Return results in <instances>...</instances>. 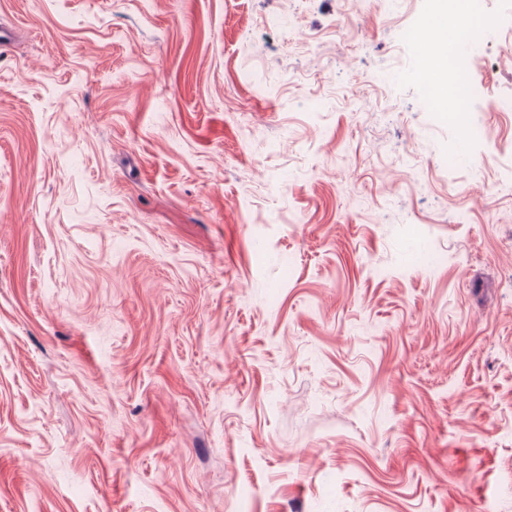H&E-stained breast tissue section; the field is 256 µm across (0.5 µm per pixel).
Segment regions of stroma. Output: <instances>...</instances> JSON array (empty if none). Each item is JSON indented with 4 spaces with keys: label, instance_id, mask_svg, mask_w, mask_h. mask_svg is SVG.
Segmentation results:
<instances>
[{
    "label": "stroma",
    "instance_id": "obj_1",
    "mask_svg": "<svg viewBox=\"0 0 512 512\" xmlns=\"http://www.w3.org/2000/svg\"><path fill=\"white\" fill-rule=\"evenodd\" d=\"M430 0H0V512H512V0L485 139ZM433 9L415 33V40L427 48L425 52V72L431 88H438L448 66V83L452 87V101L459 106V112L467 113L472 107L475 90L469 78L471 52L477 43L468 38L460 46L455 56L449 59V48L465 36L464 29L448 32L447 28L436 22V17L443 11L446 0H433ZM449 59V60H448Z\"/></svg>",
    "mask_w": 512,
    "mask_h": 512
}]
</instances>
